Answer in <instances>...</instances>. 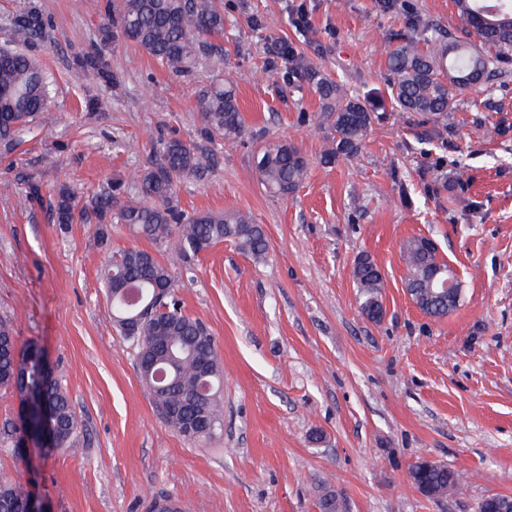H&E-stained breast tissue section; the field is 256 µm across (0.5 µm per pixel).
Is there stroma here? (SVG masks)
Returning a JSON list of instances; mask_svg holds the SVG:
<instances>
[{
  "label": "stroma",
  "instance_id": "1",
  "mask_svg": "<svg viewBox=\"0 0 512 512\" xmlns=\"http://www.w3.org/2000/svg\"><path fill=\"white\" fill-rule=\"evenodd\" d=\"M32 9L43 32L27 51L53 78L54 101L0 140V320L42 349L80 426L49 458L0 442V479L26 483L54 512H148L156 495L188 512H320L325 485L341 512H476L487 496H512V61L461 95L448 124L392 110L385 82L388 49L420 36L413 18L460 33L453 0H224L223 61L178 77L105 39L104 9L81 0H0V47ZM283 41L372 103L357 157L320 164L328 122L314 85L274 55ZM91 55L104 75L85 67ZM226 78L246 123L234 146L194 110L199 89ZM270 137L310 162L285 198L255 170ZM173 138L209 158L178 183L181 208L238 209L268 242L262 263L219 243L180 283L224 364V430L195 444L154 409L102 280L109 252L162 248L122 224L100 245L95 216L62 225L51 210L61 186L90 201ZM458 171L465 183L451 186ZM33 183L41 196L30 200ZM414 237L431 239L461 282L447 318L406 291L400 248ZM363 254L383 275L377 322L352 277ZM423 459L459 471L460 491L424 496L408 476Z\"/></svg>",
  "mask_w": 512,
  "mask_h": 512
}]
</instances>
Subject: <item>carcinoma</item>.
Masks as SVG:
<instances>
[{"instance_id":"obj_1","label":"carcinoma","mask_w":512,"mask_h":512,"mask_svg":"<svg viewBox=\"0 0 512 512\" xmlns=\"http://www.w3.org/2000/svg\"><path fill=\"white\" fill-rule=\"evenodd\" d=\"M459 17L474 38L433 36L424 42L409 39L388 52L387 90L399 112L450 121L456 93L476 90L512 57V0H454ZM112 38L130 42L160 61L171 73L184 75L201 57L221 50L224 39V0H111L108 4ZM42 31L36 12L14 21L12 48L0 49V140H10L27 129L50 103V85L38 62L25 52ZM321 111L331 121L330 135L320 160L332 164L355 157L374 119L369 102L340 82L310 73ZM195 109L207 129L227 144L240 141L245 123L237 88L226 79L201 89ZM208 158L192 144L178 139L163 143L158 157L131 181L134 197L119 210L113 199L122 184L95 196L96 234L107 236L112 221L132 233L165 246L170 257L160 260L135 245L112 253L103 266V279L112 306V324L136 344L139 379L165 422L187 441L215 438L224 429V367L214 336L206 325L188 315L177 295L176 270H193L202 253L230 240L255 262L267 257L263 227L236 209L188 214L179 206L177 183L205 169ZM259 182L276 197L295 193L307 177L309 162L286 139L263 141L255 161ZM85 206L65 188L58 191L52 209L58 224H71ZM407 268L406 289L427 316L442 319L458 306L462 288L456 281L443 290L448 265L438 260L428 238L403 243ZM360 310L368 319L383 317L384 280L367 255L353 266ZM0 390L24 403L29 393L39 396L43 414L27 425L52 422L54 447L50 456L68 447L77 436L79 419L56 376L47 369L43 352L33 343L17 344L11 328L0 321ZM412 482L439 497L458 490L461 474L445 465L411 467ZM30 497L17 480H0V512H24Z\"/></svg>"}]
</instances>
